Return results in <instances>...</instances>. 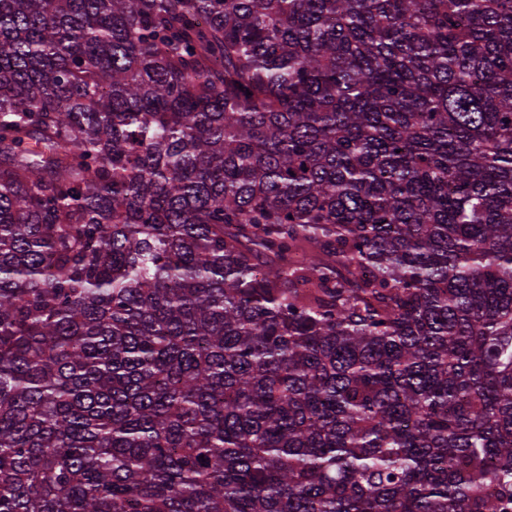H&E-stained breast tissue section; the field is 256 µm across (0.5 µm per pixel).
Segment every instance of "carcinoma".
I'll return each instance as SVG.
<instances>
[{
	"label": "carcinoma",
	"mask_w": 512,
	"mask_h": 512,
	"mask_svg": "<svg viewBox=\"0 0 512 512\" xmlns=\"http://www.w3.org/2000/svg\"><path fill=\"white\" fill-rule=\"evenodd\" d=\"M0 512H512V0H0Z\"/></svg>",
	"instance_id": "carcinoma-1"
}]
</instances>
